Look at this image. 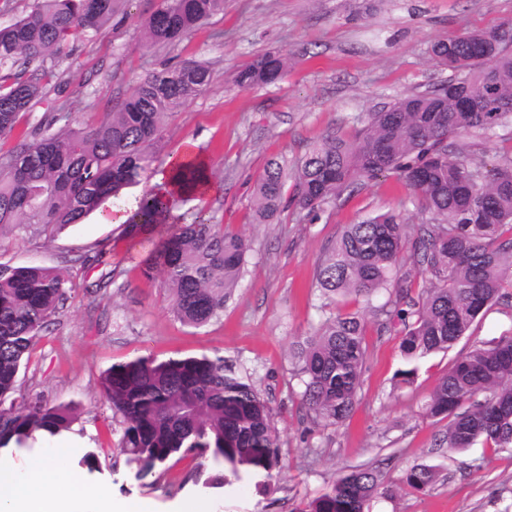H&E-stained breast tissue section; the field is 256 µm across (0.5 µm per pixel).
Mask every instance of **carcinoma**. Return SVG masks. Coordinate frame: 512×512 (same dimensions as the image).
Returning <instances> with one entry per match:
<instances>
[{
    "mask_svg": "<svg viewBox=\"0 0 512 512\" xmlns=\"http://www.w3.org/2000/svg\"><path fill=\"white\" fill-rule=\"evenodd\" d=\"M116 0H35L31 10L0 24V139L46 96L58 59L71 39L112 20ZM224 9V0H163L143 21L152 43H177ZM491 31L439 39L434 59L448 80L395 98L355 118L349 136L334 132L292 165L269 159L251 204L260 223L283 204L286 180L295 201L314 212L359 185L394 176L412 192L429 222L410 226L396 213L348 224L320 259L321 308L346 298L370 302L378 333L400 336L411 382L416 364L451 349L494 305L512 299V152L487 163L463 151L459 138H492L512 122V43L486 44ZM288 69V57L267 53L233 75L240 88L269 85ZM211 81L205 64L179 67L141 80L117 109L87 127L71 125L66 86L37 137L21 140L0 158V235L49 239L79 224L102 202L137 183L153 163L174 110L202 94ZM169 179L189 198L211 180L209 166L175 161ZM165 235L143 269L160 274L171 309L184 324L201 327L219 317L236 288L250 245L198 213L192 223L171 219L147 190L125 224L132 237ZM422 282L418 293L412 288ZM72 285L55 269L0 263V448L24 446L38 431L71 430L72 407L20 401V368L50 318L71 298ZM367 321L357 312H331L316 333L297 343L294 357L303 403L315 418L337 425L352 414L366 354ZM101 386L125 424L122 451L136 476L146 478L173 457L207 456L198 476L206 488L244 479L267 489L280 474V449L271 409L255 386L222 356L136 357L103 372ZM448 420V447H512V335L481 343L455 359L423 407ZM437 480L432 465L408 470L399 488L426 492ZM395 488L378 468L358 466L338 476L302 512H366L378 494Z\"/></svg>",
    "mask_w": 512,
    "mask_h": 512,
    "instance_id": "carcinoma-1",
    "label": "carcinoma"
}]
</instances>
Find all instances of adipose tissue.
<instances>
[{
  "label": "adipose tissue",
  "mask_w": 512,
  "mask_h": 512,
  "mask_svg": "<svg viewBox=\"0 0 512 512\" xmlns=\"http://www.w3.org/2000/svg\"><path fill=\"white\" fill-rule=\"evenodd\" d=\"M70 453V444L60 442L51 456L33 459L23 476L0 462V512H152L149 503L115 499L104 485L74 488Z\"/></svg>",
  "instance_id": "adipose-tissue-1"
}]
</instances>
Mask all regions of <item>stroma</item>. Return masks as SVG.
<instances>
[{"label":"stroma","instance_id":"35a3bbf8","mask_svg":"<svg viewBox=\"0 0 512 512\" xmlns=\"http://www.w3.org/2000/svg\"><path fill=\"white\" fill-rule=\"evenodd\" d=\"M158 3L120 0L109 23L71 40L72 52L55 76L66 85L70 121L82 127L113 111L153 71L188 59L204 62L212 80L169 119L151 171L162 172L169 155L193 146L221 191L204 202H183L180 223L205 212L245 236L250 251L223 312L194 328L173 315L162 278L142 274L154 241L130 238L98 214L47 242L0 237V263L54 268L74 285L64 312L48 323L21 367L16 391L31 402L75 406L72 480L106 484L115 497L150 501L155 512H178L195 500L207 512H304L353 467L379 466L385 480L396 483L411 467L431 464L439 474L429 492L379 496L369 512H512V448L440 446L447 423L422 410L454 358L474 343L512 333V309L489 311L472 335L422 359L409 384L395 377L404 366L398 336L368 329L350 418L339 425L314 421L291 352L325 317L318 308L320 256L345 225L367 216L393 211L411 224L426 217L392 177L314 214L290 206L259 224L250 209L251 187L267 158L296 161L327 132L349 134L359 113L446 80L449 72L432 58L431 44L512 22V0H224L223 11L179 43L148 44L142 22ZM268 52L290 59L281 79L252 88L232 84L236 69ZM200 354L224 356L273 410L281 473L268 494L250 484L229 492L196 485L191 455L142 480L125 464L124 424L104 401L103 371L138 356ZM90 451L97 458L92 470L82 463Z\"/></svg>","mask_w":512,"mask_h":512}]
</instances>
